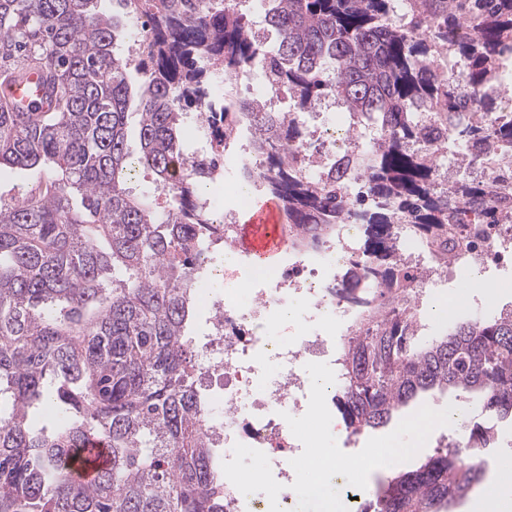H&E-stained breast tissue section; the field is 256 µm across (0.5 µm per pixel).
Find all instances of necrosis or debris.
Returning a JSON list of instances; mask_svg holds the SVG:
<instances>
[{
  "mask_svg": "<svg viewBox=\"0 0 512 512\" xmlns=\"http://www.w3.org/2000/svg\"><path fill=\"white\" fill-rule=\"evenodd\" d=\"M319 117L314 110L304 122L323 171H336L349 197L361 208H371L375 199L350 166L363 146L358 125L327 132L319 125ZM235 145L238 160L230 174L223 162H212L210 154L197 150L189 154L212 190L201 205L224 227L223 239L195 237L190 241L199 257L196 303L208 312V334L199 342L198 366L206 377L218 371L224 374L222 392L207 397L206 433L213 447L224 453V512H263L265 500L272 497L282 512H290V486L302 468L309 466L316 444V432L306 428L314 419V400L319 396L335 399L341 386L336 335L351 329L356 316L354 308L331 289L357 253L362 227L347 219L328 234L323 248L290 249L273 271L253 269L238 247L236 221L239 210L250 202L249 196L240 195V186L250 185L252 193L260 190L251 176L260 165L253 151L252 129L242 128ZM485 154L486 145L478 139L456 151H441L440 181L453 184L457 170L466 165L490 185L491 199L512 201V193L503 189L504 180L512 181V161L498 159L487 167L482 163ZM218 191L231 199V206L215 208L212 195ZM456 234L459 243L444 265L421 244L401 245L402 258L422 273L413 283L416 290L437 287L459 272L484 276L512 261L511 224H460ZM222 251L235 254V263H219L216 256ZM246 271L252 274L251 285L243 293L238 283ZM217 276L224 280L220 293L210 290ZM294 304L301 314L292 325L291 337L284 341L272 331L281 324L279 312ZM316 373L330 380L320 395L311 381ZM244 452L262 466L263 478L253 492L246 491L237 474L236 461Z\"/></svg>",
  "mask_w": 512,
  "mask_h": 512,
  "instance_id": "necrosis-or-debris-1",
  "label": "necrosis or debris"
}]
</instances>
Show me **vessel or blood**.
<instances>
[{
	"mask_svg": "<svg viewBox=\"0 0 512 512\" xmlns=\"http://www.w3.org/2000/svg\"><path fill=\"white\" fill-rule=\"evenodd\" d=\"M50 83L44 72H30L26 80L0 86V96L20 104L22 111L42 112L48 106ZM280 205L276 199L261 198L249 207L239 227V247L256 264H276L288 247L279 223Z\"/></svg>",
	"mask_w": 512,
	"mask_h": 512,
	"instance_id": "b4317fda",
	"label": "vessel or blood"
}]
</instances>
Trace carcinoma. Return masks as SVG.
<instances>
[{
    "label": "carcinoma",
    "instance_id": "1",
    "mask_svg": "<svg viewBox=\"0 0 512 512\" xmlns=\"http://www.w3.org/2000/svg\"><path fill=\"white\" fill-rule=\"evenodd\" d=\"M93 0H0V85L25 69L47 71L52 112H15L0 103V169L43 176L0 201V512H224V469L204 431L194 316V259L186 241L215 234L194 202L201 170L186 167L181 131L195 59L224 75L265 54L245 15L228 0H113L151 27L138 61L116 50L115 18ZM267 0L278 35L275 87H288L295 116L241 97L208 127L212 156L233 130L254 128L258 177L288 215L292 244L316 247L351 214L336 176L311 178L300 113L333 97L352 114L381 119L376 141L354 164L380 204L363 223L361 255L342 278L341 297L362 319L342 347L336 407L357 435L387 426L418 394L450 387L475 399L477 414L417 468L387 482L363 512H448L484 477L482 449L512 424V310L458 321L417 344L420 318L398 255L407 234L448 260V225L500 224L477 211L478 180L437 186L441 143L422 113L443 129L489 142L512 156V115L488 96L502 51L512 47V0ZM468 24L473 34L460 32ZM440 55L462 59L450 80ZM141 76L138 88L130 68ZM137 98L140 149L128 145ZM462 98L472 122H457ZM150 172L164 192L127 188ZM42 412L34 430L30 413ZM110 463L90 485L72 460L90 440Z\"/></svg>",
    "mask_w": 512,
    "mask_h": 512
}]
</instances>
